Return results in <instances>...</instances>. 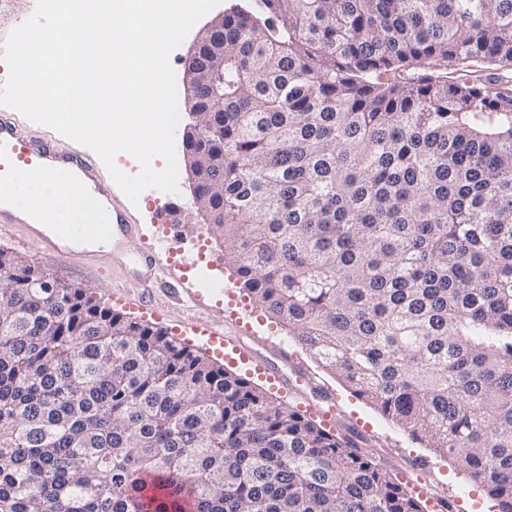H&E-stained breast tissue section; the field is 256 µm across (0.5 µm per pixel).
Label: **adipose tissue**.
<instances>
[{"label":"adipose tissue","mask_w":512,"mask_h":512,"mask_svg":"<svg viewBox=\"0 0 512 512\" xmlns=\"http://www.w3.org/2000/svg\"><path fill=\"white\" fill-rule=\"evenodd\" d=\"M0 194L15 198L22 206L36 207L47 224H94L98 221L94 199L78 183L63 176L31 179L29 191L24 195H15L8 186L0 188Z\"/></svg>","instance_id":"1"}]
</instances>
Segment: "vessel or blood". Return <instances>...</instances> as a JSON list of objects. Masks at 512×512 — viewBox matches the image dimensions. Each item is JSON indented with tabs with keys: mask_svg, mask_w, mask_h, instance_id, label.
I'll return each instance as SVG.
<instances>
[{
	"mask_svg": "<svg viewBox=\"0 0 512 512\" xmlns=\"http://www.w3.org/2000/svg\"><path fill=\"white\" fill-rule=\"evenodd\" d=\"M31 175H67L81 181L98 200L103 225L90 228L82 224H45L33 210L2 196L0 224L21 225L28 239L35 241L47 257L85 264L105 258L127 266L141 287H149L157 280L159 268L153 261V248L133 249L139 229L128 222L125 211L115 207L108 190L99 185L93 161L78 149L61 154L0 115V185L19 186Z\"/></svg>",
	"mask_w": 512,
	"mask_h": 512,
	"instance_id": "b4317fda",
	"label": "vessel or blood"
}]
</instances>
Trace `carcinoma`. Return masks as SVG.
Listing matches in <instances>:
<instances>
[{
  "instance_id": "carcinoma-1",
  "label": "carcinoma",
  "mask_w": 512,
  "mask_h": 512,
  "mask_svg": "<svg viewBox=\"0 0 512 512\" xmlns=\"http://www.w3.org/2000/svg\"><path fill=\"white\" fill-rule=\"evenodd\" d=\"M188 137L255 307L512 512V0H252ZM0 512H428L357 442L24 257Z\"/></svg>"
}]
</instances>
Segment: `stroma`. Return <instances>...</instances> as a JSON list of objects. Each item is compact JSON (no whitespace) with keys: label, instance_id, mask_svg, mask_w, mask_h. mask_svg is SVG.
<instances>
[{"label":"stroma","instance_id":"35a3bbf8","mask_svg":"<svg viewBox=\"0 0 512 512\" xmlns=\"http://www.w3.org/2000/svg\"><path fill=\"white\" fill-rule=\"evenodd\" d=\"M235 2L221 0L220 5L194 24L182 44L171 53L170 64L176 75L177 94L185 92V62L202 33ZM177 166V192L166 193L149 188L134 204L118 192L107 169L99 171L101 183L111 191L114 204L126 208L130 222L142 228L136 247L152 245L156 248L158 264L165 275L149 288L139 287L130 281L125 270L118 267L106 264L94 268L72 260L47 258L34 244L25 242L18 227H0V250L24 256L32 265L48 269L60 281L90 289L95 299L113 310L164 329L176 339L188 340L200 352H211L212 347L206 337L189 335V324L215 323L224 333V348L217 355V362L260 389H267V381L254 369V356L280 345L292 353L297 352L298 347L239 289L232 269L224 263L223 239L210 233L208 220L192 204L194 181L185 159H178ZM173 203L179 207L177 217L186 231L185 253L197 261L196 267L188 273L182 272L167 250L161 247L162 226L154 221L155 216L165 214ZM192 290L208 293L207 306L194 305L188 296ZM142 295L159 307V317L142 315L137 308L125 302L126 297ZM302 372L298 393L301 408L307 414H314L324 402H333L340 429L349 428L368 437L374 454L402 481L415 479L419 461L427 458L432 463L431 475L423 483L428 497L453 502L456 512H496L483 488L473 482L465 471L450 459L432 455L424 444L412 441L365 401L353 396L335 375L307 358L302 361Z\"/></svg>","mask_w":512,"mask_h":512}]
</instances>
